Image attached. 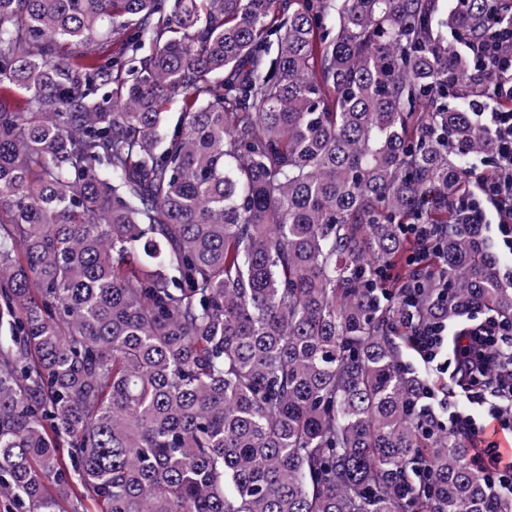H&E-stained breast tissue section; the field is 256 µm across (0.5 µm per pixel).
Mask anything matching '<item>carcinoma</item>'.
Here are the masks:
<instances>
[{
    "label": "carcinoma",
    "instance_id": "cac0c4a2",
    "mask_svg": "<svg viewBox=\"0 0 512 512\" xmlns=\"http://www.w3.org/2000/svg\"><path fill=\"white\" fill-rule=\"evenodd\" d=\"M494 29L512 0H0V499L512 512L400 362L404 224L414 318L512 322L459 206Z\"/></svg>",
    "mask_w": 512,
    "mask_h": 512
}]
</instances>
